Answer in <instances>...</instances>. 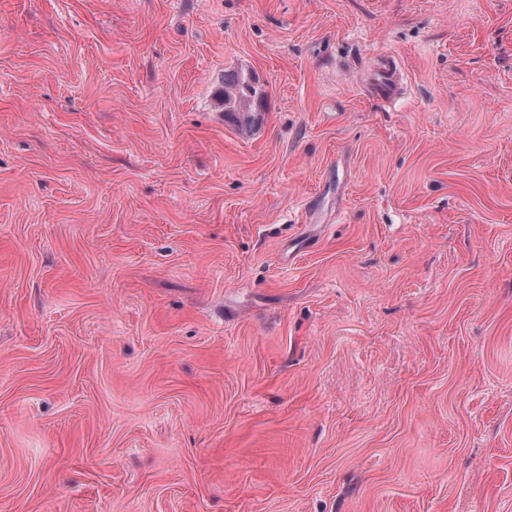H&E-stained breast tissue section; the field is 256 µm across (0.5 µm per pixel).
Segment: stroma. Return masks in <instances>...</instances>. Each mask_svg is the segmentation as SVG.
I'll return each mask as SVG.
<instances>
[{"label": "stroma", "mask_w": 512, "mask_h": 512, "mask_svg": "<svg viewBox=\"0 0 512 512\" xmlns=\"http://www.w3.org/2000/svg\"><path fill=\"white\" fill-rule=\"evenodd\" d=\"M0 512H512V0H0ZM372 90L376 96L384 101H391L399 94L396 65L391 57L386 56L383 58ZM220 95L226 115L247 117L245 124L251 127L256 119L253 112H265L268 93L250 73L234 72L224 77Z\"/></svg>", "instance_id": "1"}]
</instances>
